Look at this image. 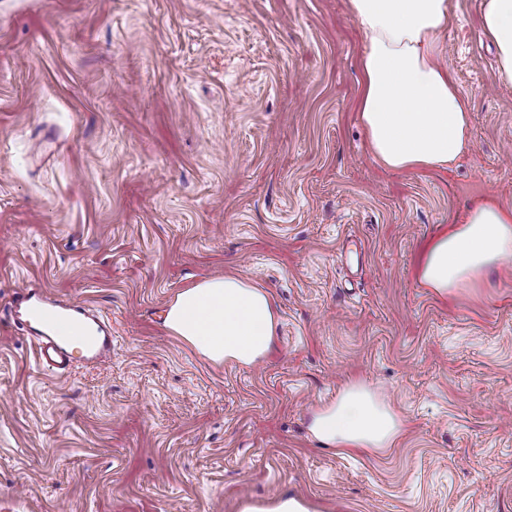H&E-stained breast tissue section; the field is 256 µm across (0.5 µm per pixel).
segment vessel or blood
<instances>
[{"label":"vessel or blood","instance_id":"b4317fda","mask_svg":"<svg viewBox=\"0 0 512 512\" xmlns=\"http://www.w3.org/2000/svg\"><path fill=\"white\" fill-rule=\"evenodd\" d=\"M14 315L25 326L34 327L36 357L52 371H64L75 357L93 360L109 354L112 350V333L106 329L88 336L81 354L78 355L71 351L69 345L56 338L53 327L61 320L70 321L78 329L86 328L89 309L83 304L66 303L50 298L42 291L22 289L16 293Z\"/></svg>","mask_w":512,"mask_h":512}]
</instances>
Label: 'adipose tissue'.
<instances>
[{
	"label": "adipose tissue",
	"instance_id": "1",
	"mask_svg": "<svg viewBox=\"0 0 512 512\" xmlns=\"http://www.w3.org/2000/svg\"><path fill=\"white\" fill-rule=\"evenodd\" d=\"M349 7L364 37L356 110L374 159L391 171L450 169L470 149L471 109L442 61L448 0H349ZM481 28L496 48L497 80L511 84L512 0H482ZM511 259L512 207L482 199L428 242L419 276L445 295ZM165 324L201 354L243 365L270 349L276 327L265 291L231 275L179 293ZM310 430L340 450L378 449L393 444L401 422L369 389L352 385Z\"/></svg>",
	"mask_w": 512,
	"mask_h": 512
}]
</instances>
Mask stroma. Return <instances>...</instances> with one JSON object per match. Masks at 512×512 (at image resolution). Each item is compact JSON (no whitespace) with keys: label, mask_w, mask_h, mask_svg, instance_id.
<instances>
[{"label":"stroma","mask_w":512,"mask_h":512,"mask_svg":"<svg viewBox=\"0 0 512 512\" xmlns=\"http://www.w3.org/2000/svg\"><path fill=\"white\" fill-rule=\"evenodd\" d=\"M441 42L471 150L397 172L355 111L349 0H0V309L28 284L112 326L60 376L0 319V512H512V261L447 296L419 277L472 200L512 205V84L480 0ZM224 275L272 301L256 364L164 326ZM354 383L392 447L311 434Z\"/></svg>","instance_id":"35a3bbf8"}]
</instances>
